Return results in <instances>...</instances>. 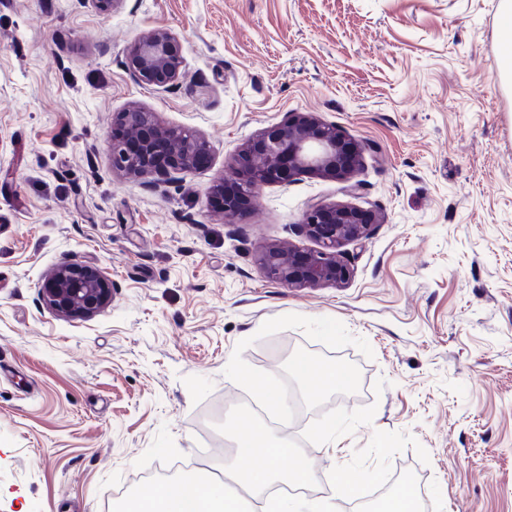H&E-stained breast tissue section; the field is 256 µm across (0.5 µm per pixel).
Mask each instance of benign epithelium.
I'll use <instances>...</instances> for the list:
<instances>
[{
    "instance_id": "7a95c632",
    "label": "benign epithelium",
    "mask_w": 512,
    "mask_h": 512,
    "mask_svg": "<svg viewBox=\"0 0 512 512\" xmlns=\"http://www.w3.org/2000/svg\"><path fill=\"white\" fill-rule=\"evenodd\" d=\"M129 64L141 83L156 89L182 76L180 43L167 29L138 37L129 48ZM118 126L133 133L139 150L129 154L126 139L116 132L107 137L115 168L133 176L155 175L162 181L189 172L209 158L207 142L194 134L160 125L140 109L121 113ZM358 144L336 129L306 113H296L278 126L265 130L238 154L239 196L224 194V180L210 187V194L224 195L221 213L233 218L240 213L239 197H253V188L267 181L271 171L288 160L290 173H312L351 183L359 165ZM378 216L348 205L315 202L306 212L302 227L319 242V248L299 251L279 244L262 248L259 263L266 277L288 287L344 286L350 269L341 247L367 238ZM43 302L55 314L93 316L109 306L112 279L99 267L82 262H63L51 269L39 284Z\"/></svg>"
}]
</instances>
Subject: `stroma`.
Returning a JSON list of instances; mask_svg holds the SVG:
<instances>
[{
	"instance_id": "stroma-1",
	"label": "stroma",
	"mask_w": 512,
	"mask_h": 512,
	"mask_svg": "<svg viewBox=\"0 0 512 512\" xmlns=\"http://www.w3.org/2000/svg\"><path fill=\"white\" fill-rule=\"evenodd\" d=\"M500 0H0V512H112L154 476L212 474L239 404L286 408L278 437L324 474L374 431L412 436L387 490L420 512H512V89ZM167 29L184 74L163 89L128 48ZM138 108L210 146L160 185L113 169L107 136ZM295 112L362 149L352 182L299 174L224 218L210 186L242 144ZM378 214L342 248L341 288L266 278L262 246L317 249L310 204ZM96 265L112 304L61 317L37 285ZM301 352L350 367L309 396ZM336 427V446L313 437ZM429 454L421 462L417 448ZM498 37L500 42L499 71L512 80V1L501 0L498 15Z\"/></svg>"
}]
</instances>
